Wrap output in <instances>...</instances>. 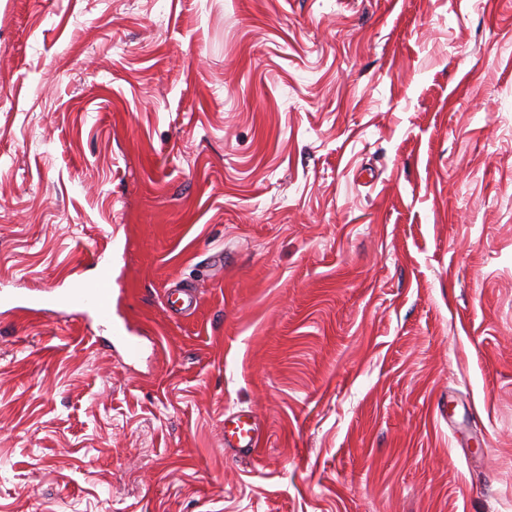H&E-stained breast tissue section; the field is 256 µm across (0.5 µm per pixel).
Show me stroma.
Returning a JSON list of instances; mask_svg holds the SVG:
<instances>
[{
  "label": "stroma",
  "instance_id": "obj_1",
  "mask_svg": "<svg viewBox=\"0 0 512 512\" xmlns=\"http://www.w3.org/2000/svg\"><path fill=\"white\" fill-rule=\"evenodd\" d=\"M2 288L0 512H512V0H0ZM112 281L105 273L95 282H81L69 288L64 302L74 314H85L88 310L100 321L112 320ZM261 436L253 418L243 411L224 416V447L239 454H255L260 448Z\"/></svg>",
  "mask_w": 512,
  "mask_h": 512
}]
</instances>
